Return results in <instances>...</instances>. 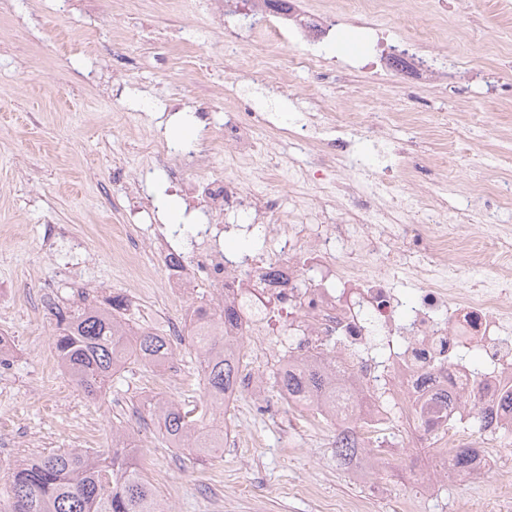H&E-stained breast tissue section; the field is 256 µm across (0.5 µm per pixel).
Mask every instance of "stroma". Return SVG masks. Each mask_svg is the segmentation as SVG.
Segmentation results:
<instances>
[{"label":"stroma","instance_id":"1","mask_svg":"<svg viewBox=\"0 0 512 512\" xmlns=\"http://www.w3.org/2000/svg\"><path fill=\"white\" fill-rule=\"evenodd\" d=\"M449 2L446 12L419 20L458 32L462 68L422 82L407 73L367 83L353 74L345 85L332 71L320 79L298 71L281 89L230 73L210 0H189L183 12L143 0L138 13L121 19L106 0H0V287L18 290L0 300V332L17 349L0 365V512L16 463L59 449L110 448L113 425L134 419L150 367L128 364L100 399H86L60 368H45L57 322L22 291L47 289L68 309L129 296L109 246L113 225L126 223L129 210L112 169L118 162L138 167V145L149 134L189 122L192 138L175 146L184 153L203 144L198 112H223L228 99L294 130L308 104L347 112L368 94L383 109L445 111L462 121L484 115L445 171L432 163L438 137L423 135L414 193H447L455 210L487 184H512V106L492 103L483 82L494 74L512 84V57L494 51L512 45V0ZM104 59L111 70L101 69ZM116 73L126 78L118 97ZM142 194L155 207L153 223L168 224L174 206L181 224H190L185 196L164 173L149 178ZM71 237L84 240L89 256L75 259L73 278L59 279L55 269ZM183 308L173 297L130 305L137 324L164 333ZM244 362L260 375L268 407L246 394L225 410L233 438L223 454L201 461L158 443L151 425L140 427L139 454L151 457L152 481L172 512H403L407 504L412 512H455L461 502L471 512H512V480L496 474L440 479L428 493L411 483L408 467L429 468L436 456L426 439L406 456L382 458L378 473L357 477L338 465L332 427L307 426L281 401L275 364L249 351Z\"/></svg>","mask_w":512,"mask_h":512}]
</instances>
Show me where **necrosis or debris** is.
<instances>
[{
  "label": "necrosis or debris",
  "instance_id": "obj_1",
  "mask_svg": "<svg viewBox=\"0 0 512 512\" xmlns=\"http://www.w3.org/2000/svg\"><path fill=\"white\" fill-rule=\"evenodd\" d=\"M405 38L376 42L369 51L376 68L392 74L413 66L416 79L446 67L444 57L421 54L436 43L440 30L416 23L422 0H404ZM236 13L224 15V54L238 71L283 85L289 71L326 73L322 55L292 48L277 65H268L263 37L266 17L256 0H236ZM211 137L207 149L173 153L159 135L139 147L147 163L135 173L115 169L127 192H137L154 170L166 173L186 198L200 204L206 221L192 225L173 245L157 225L112 227V258L123 276L137 282L135 299L152 296L160 279L164 295L189 300L198 284L216 291L221 305L238 317L224 327V348L241 356L262 350L274 334L293 337V357L280 364L317 362L336 376L351 396L348 409L305 407L311 426H347L355 451L350 470L363 473L379 459L375 447L392 423L389 402H396L407 437L421 439L433 422L441 462L435 473H417L418 483L456 476L450 461L455 449L474 448L473 469L490 473L506 451L497 439L512 423V408L502 405L512 392V228L491 222L487 207L448 212L439 195L409 192L405 177L417 163L407 145L395 149L397 169L360 178L351 164L356 142L378 143L391 122L409 135L422 127H446L443 112L307 113L300 131L274 129L245 104L226 110L223 119L201 113ZM303 144L304 157L292 165V186H310L285 215L279 198L253 184L281 168V143ZM224 154L225 173L209 175L216 152ZM427 223H418L419 213ZM248 216L264 228L268 248L238 257L224 252V236L242 231ZM493 259L499 272L485 278L476 270ZM413 270L423 287L417 302L406 305L395 287L400 273ZM478 349L482 369L464 357ZM473 400L487 412V430L479 437L455 426Z\"/></svg>",
  "mask_w": 512,
  "mask_h": 512
}]
</instances>
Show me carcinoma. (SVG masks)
Wrapping results in <instances>:
<instances>
[{
    "mask_svg": "<svg viewBox=\"0 0 512 512\" xmlns=\"http://www.w3.org/2000/svg\"><path fill=\"white\" fill-rule=\"evenodd\" d=\"M196 313L199 324L190 327L187 338L197 353L205 408L161 399L139 417L155 426L168 447L206 458L224 450V421L212 410L224 406V395L236 387L240 360L224 355V337L218 333L234 312L199 306ZM134 325L120 296L60 317L54 341L58 364L87 399H97L121 365L150 364L172 354L166 336ZM273 386L298 403L334 408L345 399L336 383L312 365L276 371ZM135 448V436L119 425L112 428V449L105 453L72 448L19 462L11 474L8 512H170L141 469Z\"/></svg>",
    "mask_w": 512,
    "mask_h": 512,
    "instance_id": "cac0c4a2",
    "label": "carcinoma"
}]
</instances>
